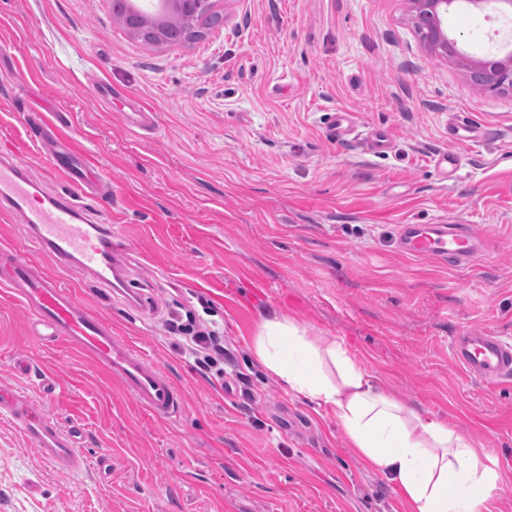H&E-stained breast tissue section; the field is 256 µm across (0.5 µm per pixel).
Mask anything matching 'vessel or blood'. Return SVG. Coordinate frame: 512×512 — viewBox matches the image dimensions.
Masks as SVG:
<instances>
[{
  "instance_id": "vessel-or-blood-1",
  "label": "vessel or blood",
  "mask_w": 512,
  "mask_h": 512,
  "mask_svg": "<svg viewBox=\"0 0 512 512\" xmlns=\"http://www.w3.org/2000/svg\"><path fill=\"white\" fill-rule=\"evenodd\" d=\"M48 175L65 183L66 194L41 191L13 158L0 155V209L17 216L54 261L53 270L47 271L12 248L0 247V287L32 312L42 328L43 342L79 352L154 417L177 416L183 408V395L170 376L116 335L111 323L63 280L64 272L75 265L100 286L121 283L126 274L113 244L115 229L89 223L80 203L88 193L103 188L95 165L63 144L48 157ZM487 243L486 236L466 224H405L398 235V249L404 255L455 265L476 260ZM450 347L454 361L466 374L491 386L512 383L511 340L482 329H463L452 337ZM0 409L21 424L52 466L83 467L79 430L62 429L12 394L0 392Z\"/></svg>"
}]
</instances>
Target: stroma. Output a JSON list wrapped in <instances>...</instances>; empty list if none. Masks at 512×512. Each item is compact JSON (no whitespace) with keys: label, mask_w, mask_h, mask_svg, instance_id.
Masks as SVG:
<instances>
[{"label":"stroma","mask_w":512,"mask_h":512,"mask_svg":"<svg viewBox=\"0 0 512 512\" xmlns=\"http://www.w3.org/2000/svg\"><path fill=\"white\" fill-rule=\"evenodd\" d=\"M216 8L224 24L201 37L148 45L112 0H0V151L35 182L61 138L101 167L112 191L85 203L123 235L129 293L76 267L65 283L185 397L169 419L138 409L80 353L40 343L0 287V389L79 427L86 460L55 468L0 415V512H415L335 417L254 360L273 312L343 343L406 408L471 438L499 476L476 512H512V384L473 380L450 351L465 328L512 337V94L476 90L427 54L404 0ZM447 26L479 58L512 41V15L489 5L457 6ZM97 81L149 108L155 131L92 98ZM339 112L355 134L329 135ZM453 120L485 139L449 140ZM374 128L389 152L369 150ZM445 150L461 163L449 179L435 166ZM448 222L488 236L489 250L457 267L398 250L400 225ZM2 245L54 266L0 211ZM180 307L223 327L225 368L245 385L203 377L175 347L164 324Z\"/></svg>","instance_id":"1"}]
</instances>
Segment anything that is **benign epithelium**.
<instances>
[{
    "label": "benign epithelium",
    "instance_id": "1",
    "mask_svg": "<svg viewBox=\"0 0 512 512\" xmlns=\"http://www.w3.org/2000/svg\"><path fill=\"white\" fill-rule=\"evenodd\" d=\"M156 10L148 12L138 6V0H125L127 18L124 27L136 37L145 33L155 35L160 44H179L190 35L197 38L203 29L187 26L199 14L215 11V0H154ZM413 26L425 30L422 39L426 53L439 59H453L468 81L478 90L512 92V52L505 57L485 61L475 59L455 49L448 37L444 20L448 7L458 0H405Z\"/></svg>",
    "mask_w": 512,
    "mask_h": 512
}]
</instances>
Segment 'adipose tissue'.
<instances>
[{"label":"adipose tissue","instance_id":"obj_1","mask_svg":"<svg viewBox=\"0 0 512 512\" xmlns=\"http://www.w3.org/2000/svg\"><path fill=\"white\" fill-rule=\"evenodd\" d=\"M253 353L289 393L334 415L416 512H472L495 488L497 474L469 439L434 415L406 410L342 343L275 315L263 319Z\"/></svg>","mask_w":512,"mask_h":512}]
</instances>
